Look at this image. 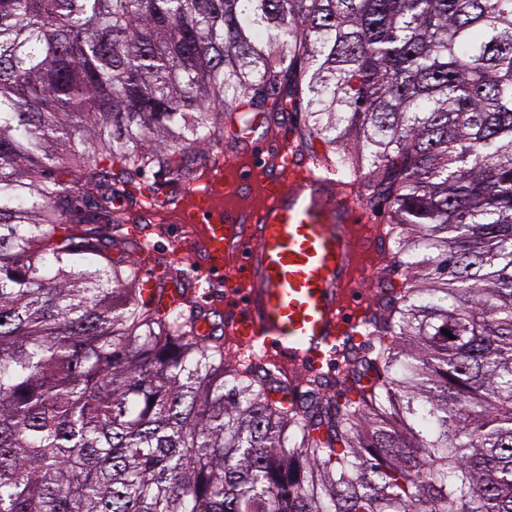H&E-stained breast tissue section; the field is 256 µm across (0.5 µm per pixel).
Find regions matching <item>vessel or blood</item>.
I'll list each match as a JSON object with an SVG mask.
<instances>
[{"label":"vessel or blood","mask_w":512,"mask_h":512,"mask_svg":"<svg viewBox=\"0 0 512 512\" xmlns=\"http://www.w3.org/2000/svg\"><path fill=\"white\" fill-rule=\"evenodd\" d=\"M240 166L267 173L257 182L229 172L198 180L179 206L180 223L199 234L204 264L226 271L227 287L242 300L228 312L227 330L245 354L334 366L362 324L365 305L349 285L362 267L351 241L371 230L366 214L331 170L307 166L286 145ZM245 194L256 204L237 207Z\"/></svg>","instance_id":"1"}]
</instances>
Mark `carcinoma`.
I'll list each match as a JSON object with an SVG mask.
<instances>
[{"mask_svg": "<svg viewBox=\"0 0 512 512\" xmlns=\"http://www.w3.org/2000/svg\"><path fill=\"white\" fill-rule=\"evenodd\" d=\"M290 108L406 277L284 407L98 212ZM0 512H512V0H0Z\"/></svg>", "mask_w": 512, "mask_h": 512, "instance_id": "carcinoma-1", "label": "carcinoma"}]
</instances>
